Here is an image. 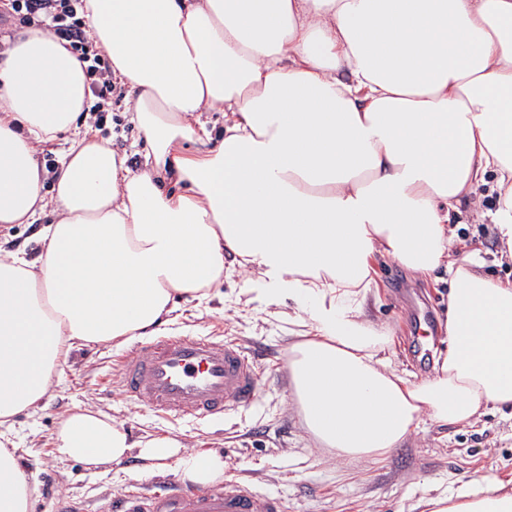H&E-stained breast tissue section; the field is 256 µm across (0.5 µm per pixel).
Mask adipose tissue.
<instances>
[{"label":"adipose tissue","mask_w":512,"mask_h":512,"mask_svg":"<svg viewBox=\"0 0 512 512\" xmlns=\"http://www.w3.org/2000/svg\"><path fill=\"white\" fill-rule=\"evenodd\" d=\"M84 30L133 102L144 168L78 120L90 96L66 41L33 28L0 65V228L39 224L41 253L0 256V512H30L16 416L70 354L153 333L205 302L225 266L258 298L293 304V402L336 457H383L422 425L512 409V281L477 273L448 226L493 182L487 216L512 253V0H85ZM223 117L214 138L204 116ZM68 136L52 195L40 145ZM54 222L41 224L45 210ZM447 276L448 346L410 381L367 314L370 261ZM56 459L175 460L197 484L216 452L132 441L69 414ZM433 512H512L503 486H461Z\"/></svg>","instance_id":"ef3b65f1"}]
</instances>
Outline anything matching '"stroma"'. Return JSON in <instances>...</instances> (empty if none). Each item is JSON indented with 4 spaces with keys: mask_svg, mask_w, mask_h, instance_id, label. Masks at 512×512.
<instances>
[{
    "mask_svg": "<svg viewBox=\"0 0 512 512\" xmlns=\"http://www.w3.org/2000/svg\"><path fill=\"white\" fill-rule=\"evenodd\" d=\"M87 120L96 123L114 150L128 155L132 168H141L138 131L126 102H113L103 117L91 114ZM452 229L456 251L477 253L485 277L512 280V258L504 256L494 225L474 222L465 212ZM372 266L377 288L369 313L389 334L390 364L409 380L425 378L433 357L414 354L408 342L427 334L436 348L447 345L448 288L379 254ZM248 286L245 274L225 272L222 295L199 306L181 304L169 325L196 336L220 330L258 351L260 382L253 405L220 426L166 421L122 397L113 384L114 364L129 344H92L73 351L39 408L16 418L17 428L26 433L19 464L34 477L32 512H54L55 490L80 503L84 512H97L104 498L181 476L173 464L147 471L134 455L101 470L55 461L52 433L62 417L79 408L111 416L135 439L171 437L197 453L223 454L227 469L248 477L259 493L278 496L284 512H430L429 499L443 491L477 478L512 480V415L500 412L466 427L426 424L423 433L378 460H333L307 434L292 406L288 348L298 336L279 318L288 305L256 300Z\"/></svg>",
    "mask_w": 512,
    "mask_h": 512,
    "instance_id": "stroma-1",
    "label": "stroma"
}]
</instances>
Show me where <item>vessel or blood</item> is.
Here are the masks:
<instances>
[{
    "instance_id": "vessel-or-blood-1",
    "label": "vessel or blood",
    "mask_w": 512,
    "mask_h": 512,
    "mask_svg": "<svg viewBox=\"0 0 512 512\" xmlns=\"http://www.w3.org/2000/svg\"><path fill=\"white\" fill-rule=\"evenodd\" d=\"M259 371L253 354L221 336L160 332L118 361L122 395L153 412L180 420L221 421L250 406ZM101 512H284L281 499L260 494L253 483L226 472L216 486L132 489L107 501Z\"/></svg>"
}]
</instances>
